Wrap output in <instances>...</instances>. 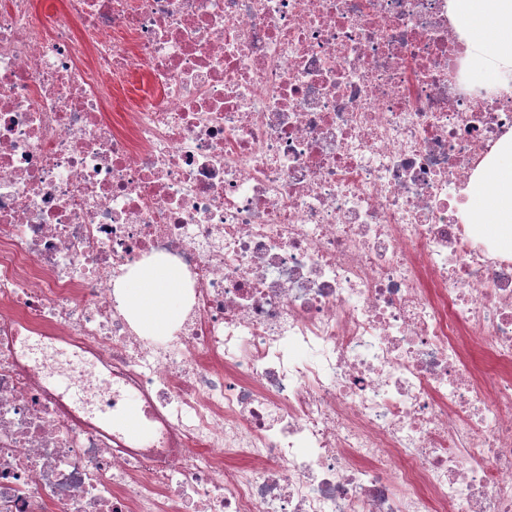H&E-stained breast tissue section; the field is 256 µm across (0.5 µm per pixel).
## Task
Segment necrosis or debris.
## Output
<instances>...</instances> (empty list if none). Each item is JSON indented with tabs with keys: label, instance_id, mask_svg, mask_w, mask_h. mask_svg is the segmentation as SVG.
<instances>
[{
	"label": "necrosis or debris",
	"instance_id": "obj_1",
	"mask_svg": "<svg viewBox=\"0 0 512 512\" xmlns=\"http://www.w3.org/2000/svg\"><path fill=\"white\" fill-rule=\"evenodd\" d=\"M448 3L0 5V512H512V254L459 206L512 83ZM176 268L155 261L135 267L121 280L118 297L142 333H164L181 314L182 295ZM107 418L119 425L131 438L139 437L143 432V409L141 400L137 397L121 405L120 408L112 410V407L105 412Z\"/></svg>",
	"mask_w": 512,
	"mask_h": 512
}]
</instances>
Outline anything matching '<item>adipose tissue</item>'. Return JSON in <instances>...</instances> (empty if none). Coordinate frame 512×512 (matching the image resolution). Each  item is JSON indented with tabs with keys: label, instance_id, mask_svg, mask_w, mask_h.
<instances>
[{
	"label": "adipose tissue",
	"instance_id": "adipose-tissue-1",
	"mask_svg": "<svg viewBox=\"0 0 512 512\" xmlns=\"http://www.w3.org/2000/svg\"><path fill=\"white\" fill-rule=\"evenodd\" d=\"M469 56L482 63L481 77L494 81L512 69V0H451ZM463 210L482 232L512 249V140L500 143L467 190ZM121 306L142 333H164L181 314L179 275L173 266L155 261L135 267L118 284Z\"/></svg>",
	"mask_w": 512,
	"mask_h": 512
}]
</instances>
